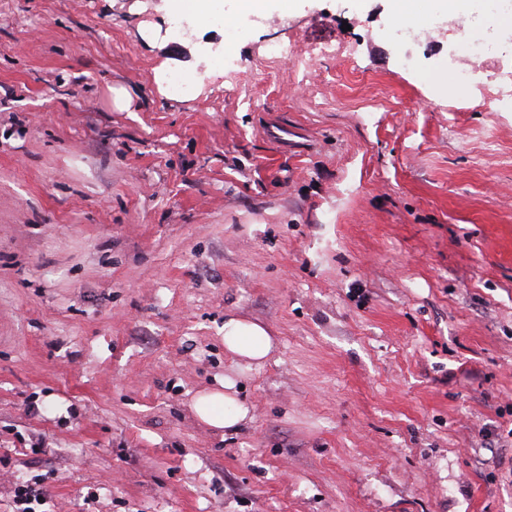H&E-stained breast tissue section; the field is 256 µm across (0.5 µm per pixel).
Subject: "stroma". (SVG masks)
I'll use <instances>...</instances> for the list:
<instances>
[{
  "mask_svg": "<svg viewBox=\"0 0 512 512\" xmlns=\"http://www.w3.org/2000/svg\"><path fill=\"white\" fill-rule=\"evenodd\" d=\"M223 2L154 45L178 0H0V512H512V111L456 24ZM227 379L233 433L192 408ZM265 53L271 59H293L298 67L299 72L302 73V80H307L312 70V57H306L298 53V50L291 44L273 41L266 45ZM272 345L262 325L234 317L224 321V349L231 356L259 363L269 355ZM43 497L42 489L33 485H19L14 489V512H35L34 505Z\"/></svg>",
  "mask_w": 512,
  "mask_h": 512,
  "instance_id": "35a3bbf8",
  "label": "stroma"
}]
</instances>
